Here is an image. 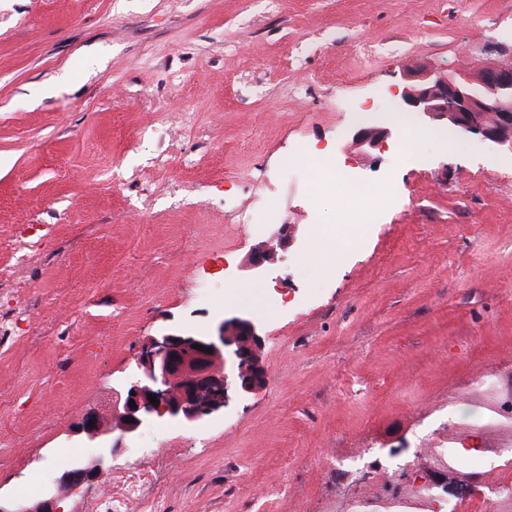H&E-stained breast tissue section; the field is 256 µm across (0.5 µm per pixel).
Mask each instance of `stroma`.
Listing matches in <instances>:
<instances>
[{"mask_svg": "<svg viewBox=\"0 0 512 512\" xmlns=\"http://www.w3.org/2000/svg\"><path fill=\"white\" fill-rule=\"evenodd\" d=\"M464 61L512 62V0H0V512L93 460L77 425L112 424L147 338L232 317L258 324L267 387L145 430L64 512H323L384 491L375 465H324L372 446L435 479L423 426L452 406L468 433L479 378L512 391V155L432 135L398 166L394 141L353 144L351 109ZM304 141L400 209L307 180Z\"/></svg>", "mask_w": 512, "mask_h": 512, "instance_id": "obj_1", "label": "stroma"}]
</instances>
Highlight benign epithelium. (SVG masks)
<instances>
[{
	"mask_svg": "<svg viewBox=\"0 0 512 512\" xmlns=\"http://www.w3.org/2000/svg\"><path fill=\"white\" fill-rule=\"evenodd\" d=\"M393 108L414 114L422 124L447 123L464 136L476 135L495 151L512 153V66L489 62L478 71L459 68L451 73L427 66L409 69L406 84ZM389 132L364 127L353 142L376 149ZM202 346L198 350L194 345ZM262 338L250 320L234 317L222 321L215 332L200 334L166 330L141 347L139 373L120 389H112L113 416L121 434L89 415L77 426L95 459L70 462L49 489L48 498L16 512H57L60 496L92 478L123 447L137 439L142 429L161 422L193 426L224 409L229 390L247 397L267 383L259 350ZM156 396L151 404L149 395ZM135 401L136 407L129 406Z\"/></svg>",
	"mask_w": 512,
	"mask_h": 512,
	"instance_id": "obj_1",
	"label": "benign epithelium"
}]
</instances>
